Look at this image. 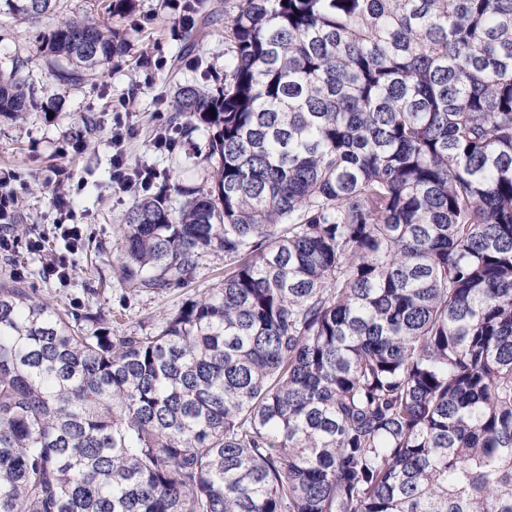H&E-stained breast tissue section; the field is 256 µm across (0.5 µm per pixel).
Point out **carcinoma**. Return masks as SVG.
<instances>
[{
	"mask_svg": "<svg viewBox=\"0 0 512 512\" xmlns=\"http://www.w3.org/2000/svg\"><path fill=\"white\" fill-rule=\"evenodd\" d=\"M224 18V81L172 93L212 180L135 201L117 255L135 292L211 252L224 283L112 336L0 282V512H512V0ZM126 50L39 42L63 85ZM28 65L0 55V115L41 104Z\"/></svg>",
	"mask_w": 512,
	"mask_h": 512,
	"instance_id": "1",
	"label": "carcinoma"
}]
</instances>
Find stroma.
Segmentation results:
<instances>
[{
	"instance_id": "35a3bbf8",
	"label": "stroma",
	"mask_w": 512,
	"mask_h": 512,
	"mask_svg": "<svg viewBox=\"0 0 512 512\" xmlns=\"http://www.w3.org/2000/svg\"><path fill=\"white\" fill-rule=\"evenodd\" d=\"M134 15L109 19L122 31L127 53L106 66L95 80L79 86L58 84L48 74L46 59L37 51L40 35L51 22L19 24L0 14V49L29 58L32 79L42 90L44 106L19 118L0 116V168L14 170L18 192L16 221L21 240L43 238L45 250L26 248L0 257V280L21 279L51 301L70 310L110 315L112 335L122 336L159 327L185 301L199 297L224 281V256H203L190 283L153 293L134 292L121 278L116 255L121 245L126 212L143 190L122 191L111 183L109 145L111 108L120 101L132 104L133 136L125 144L126 168L147 164L157 174L199 184L196 151L205 146L204 130L178 134L174 150H158L154 140L160 121L171 112L170 63L186 55L180 80L215 85L224 76V15L217 0H197V10L209 22L193 49H186L179 13L169 0H137ZM66 173L82 188L70 198V208L81 223L85 240L73 257L68 284L45 277L48 254L63 250L64 240L54 228L58 216V175Z\"/></svg>"
}]
</instances>
